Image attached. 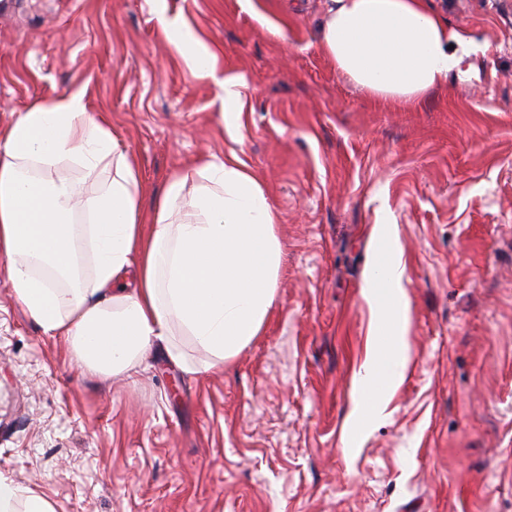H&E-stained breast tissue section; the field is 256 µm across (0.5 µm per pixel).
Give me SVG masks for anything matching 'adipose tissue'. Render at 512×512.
<instances>
[{
    "label": "adipose tissue",
    "instance_id": "obj_1",
    "mask_svg": "<svg viewBox=\"0 0 512 512\" xmlns=\"http://www.w3.org/2000/svg\"><path fill=\"white\" fill-rule=\"evenodd\" d=\"M175 46L196 78L218 81L225 125L237 130L246 82L218 77L214 53L198 39ZM318 47L340 76L395 107L447 87L471 51L428 0H325ZM66 162L111 169L112 181L81 198L23 173ZM146 189L130 151L90 112L85 89L33 103L0 130V257L8 278L42 332L62 337L80 367L103 377L133 369L159 345L184 364L173 342L178 330L222 365L259 335L274 302L282 259L276 214L237 156H213L171 176L148 220L139 206ZM76 205L87 225L73 224ZM82 235L92 242L88 276ZM403 272L399 259L385 257L365 277L363 297L384 314L358 374L352 436L404 378L403 336L388 316L404 300Z\"/></svg>",
    "mask_w": 512,
    "mask_h": 512
}]
</instances>
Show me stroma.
Returning a JSON list of instances; mask_svg holds the SVG:
<instances>
[{
    "label": "stroma",
    "instance_id": "1",
    "mask_svg": "<svg viewBox=\"0 0 512 512\" xmlns=\"http://www.w3.org/2000/svg\"><path fill=\"white\" fill-rule=\"evenodd\" d=\"M323 0H166L243 76L238 138L151 0H0V127L86 87L140 163L151 214L172 174L236 152L278 215L259 336L222 369L190 336L92 375L26 316L0 258V475L54 512H512V0H431L477 47L448 89L380 106L320 52ZM281 30L268 34V26ZM100 193L108 170H38ZM388 219L392 238L372 234ZM401 254L409 360L345 449L378 320L361 295Z\"/></svg>",
    "mask_w": 512,
    "mask_h": 512
}]
</instances>
